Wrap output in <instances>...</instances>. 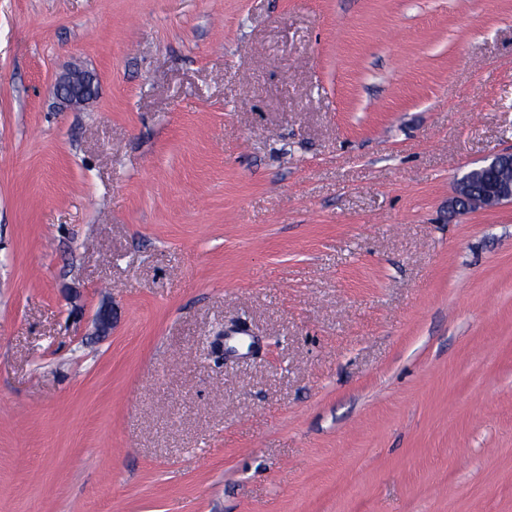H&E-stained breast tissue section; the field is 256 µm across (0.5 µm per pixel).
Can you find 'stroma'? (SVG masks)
Masks as SVG:
<instances>
[{
  "label": "stroma",
  "mask_w": 512,
  "mask_h": 512,
  "mask_svg": "<svg viewBox=\"0 0 512 512\" xmlns=\"http://www.w3.org/2000/svg\"><path fill=\"white\" fill-rule=\"evenodd\" d=\"M510 149L512 0H0V512H512ZM95 80V76L88 71H69L56 79L55 94L69 106L83 105L90 96L95 95ZM479 167L471 169L457 181L454 194L448 201L449 214L512 203V180L504 178L512 170V152L498 153ZM477 171L494 172L499 176L485 184L481 190H477L474 184V173Z\"/></svg>",
  "instance_id": "obj_1"
}]
</instances>
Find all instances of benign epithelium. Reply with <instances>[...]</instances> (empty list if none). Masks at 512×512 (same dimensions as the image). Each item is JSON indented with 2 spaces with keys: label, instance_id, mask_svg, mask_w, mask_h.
Segmentation results:
<instances>
[{
  "label": "benign epithelium",
  "instance_id": "1",
  "mask_svg": "<svg viewBox=\"0 0 512 512\" xmlns=\"http://www.w3.org/2000/svg\"><path fill=\"white\" fill-rule=\"evenodd\" d=\"M56 96L69 106L86 103L95 95V76L87 71L72 70L56 79L54 86ZM494 172L498 178L475 188L474 173L477 171ZM512 170V152H502L481 165L480 169H471L456 183L454 194L448 201V213L453 215L476 209H487L512 203V180L505 174Z\"/></svg>",
  "mask_w": 512,
  "mask_h": 512
}]
</instances>
